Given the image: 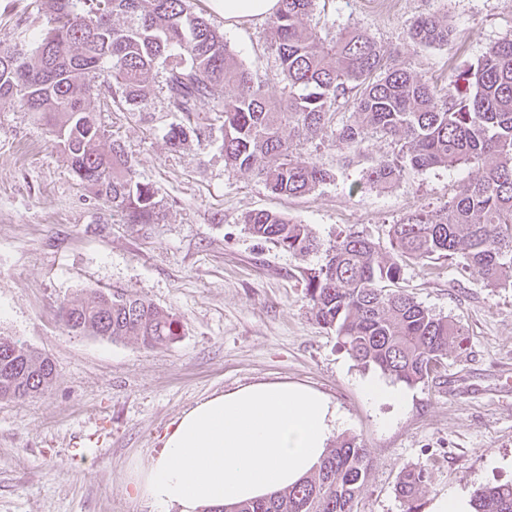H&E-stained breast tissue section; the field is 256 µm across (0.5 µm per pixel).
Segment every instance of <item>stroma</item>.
Returning a JSON list of instances; mask_svg holds the SVG:
<instances>
[{"label": "stroma", "instance_id": "1", "mask_svg": "<svg viewBox=\"0 0 512 512\" xmlns=\"http://www.w3.org/2000/svg\"><path fill=\"white\" fill-rule=\"evenodd\" d=\"M192 8L223 31L270 99L287 98L267 22L229 27L209 0ZM46 12L44 0H0V40L16 41L21 22L34 39ZM428 14L448 20L454 35L414 50L408 31ZM313 21L330 38L349 27L368 31L392 62L442 89L512 34V0H326ZM103 102L98 96L91 106L138 180L153 187L156 223H126L119 208L79 185L45 126L0 101V335L46 353L56 374L45 393L0 402V512H153L134 496L133 462L157 456L185 410L260 381L301 384L336 405L341 434L358 436L371 464L356 512H404L395 487L409 469L427 476L417 512L442 494L471 499L512 481V287H486L443 260L406 265L400 288L455 319L463 338L439 378L408 387L407 410L385 425L390 406L372 405L361 391L379 370L357 365L335 331L316 322L300 276L348 230L387 243L391 224L443 205L477 169H408L389 189L355 195L351 184L396 145L372 133L368 151L345 157L329 129L296 149L332 180L303 197L277 196L255 173H231L219 142L171 150L162 97L148 121ZM256 209L309 225L322 252L302 257L258 240L242 222ZM88 289L170 311L178 338L146 349L70 333L58 306Z\"/></svg>", "mask_w": 512, "mask_h": 512}]
</instances>
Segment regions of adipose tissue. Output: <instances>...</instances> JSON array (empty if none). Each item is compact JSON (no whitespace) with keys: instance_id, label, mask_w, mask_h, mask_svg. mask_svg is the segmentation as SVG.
<instances>
[{"instance_id":"obj_1","label":"adipose tissue","mask_w":512,"mask_h":512,"mask_svg":"<svg viewBox=\"0 0 512 512\" xmlns=\"http://www.w3.org/2000/svg\"><path fill=\"white\" fill-rule=\"evenodd\" d=\"M231 25L273 16L279 0H210ZM340 415L321 393L257 382L184 411L161 453L135 464L137 496L168 512H218L298 483L320 462Z\"/></svg>"}]
</instances>
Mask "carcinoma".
Masks as SVG:
<instances>
[{
	"label": "carcinoma",
	"instance_id": "cac0c4a2",
	"mask_svg": "<svg viewBox=\"0 0 512 512\" xmlns=\"http://www.w3.org/2000/svg\"><path fill=\"white\" fill-rule=\"evenodd\" d=\"M46 27L31 49L0 43V99L44 121L73 177L119 206L130 224L158 218L155 191L139 182L121 144L102 148L105 129L90 99L105 90L126 112L150 109L159 84L176 114L165 133L178 150L221 133L224 164L255 172L274 195L301 197L330 180V171L294 153L295 136L314 138L336 122V105L353 100L354 119L336 128V147L365 149L369 127L398 146L352 184L350 193L388 189L407 168L467 165L479 177L461 184L438 210L417 211L391 225L389 246L356 231L336 238L318 267L305 268L315 319L335 331L364 368L409 386L438 377L448 347L463 336L453 319L433 313L396 284L408 262L444 258L476 273L487 286H512V35L456 71L441 91L418 73L388 63L386 50L359 28L328 40L310 24L317 0H279L270 47L288 99L274 101L230 50L224 35L192 11L190 0H48ZM452 29L434 16L409 32L416 50L448 43ZM212 103L214 124L200 122L198 103ZM254 237L302 256L319 251L307 224L270 210L243 217ZM58 316L73 333L154 349L179 336L175 316L141 298L91 289L63 302ZM51 359L0 336V401L41 394L55 383ZM370 476L367 449L343 436L300 483L223 512H355ZM426 482L406 470L396 485L406 512ZM473 512H512V483L483 490Z\"/></svg>",
	"mask_w": 512,
	"mask_h": 512
}]
</instances>
